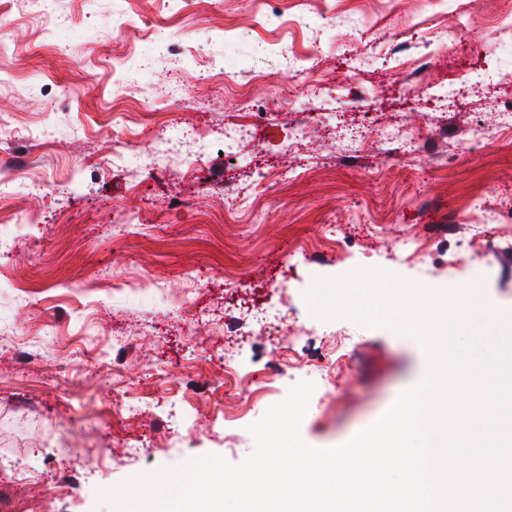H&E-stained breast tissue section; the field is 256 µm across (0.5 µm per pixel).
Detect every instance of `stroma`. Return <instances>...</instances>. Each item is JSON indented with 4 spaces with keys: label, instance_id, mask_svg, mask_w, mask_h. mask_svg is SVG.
I'll return each instance as SVG.
<instances>
[{
    "label": "stroma",
    "instance_id": "obj_1",
    "mask_svg": "<svg viewBox=\"0 0 512 512\" xmlns=\"http://www.w3.org/2000/svg\"><path fill=\"white\" fill-rule=\"evenodd\" d=\"M291 2L47 0L48 34L28 0H0V149L45 183L0 192V512H112L98 490L133 476L208 453L241 463L249 425L305 380L307 444L371 425L427 356L311 316L314 278L479 280L512 309V129L496 126L512 81H486L512 74V0L464 16L455 0H323L301 16ZM171 40L185 53L165 54ZM298 66L336 111L290 97ZM242 112L256 125L225 154ZM161 115L217 136L197 158L137 150ZM342 120L364 129L356 146L337 137ZM406 122L422 131L414 160L383 138ZM407 237L425 259L408 258ZM270 305L280 316L253 324Z\"/></svg>",
    "mask_w": 512,
    "mask_h": 512
}]
</instances>
